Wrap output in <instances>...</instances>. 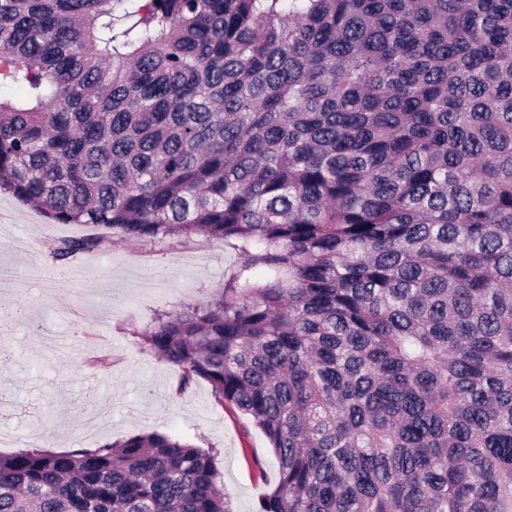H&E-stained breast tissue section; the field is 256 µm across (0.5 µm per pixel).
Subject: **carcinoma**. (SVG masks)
Listing matches in <instances>:
<instances>
[{
  "mask_svg": "<svg viewBox=\"0 0 512 512\" xmlns=\"http://www.w3.org/2000/svg\"><path fill=\"white\" fill-rule=\"evenodd\" d=\"M0 188L237 262L142 349L266 436L256 512H512V0H0ZM0 512H231L161 433L0 455Z\"/></svg>",
  "mask_w": 512,
  "mask_h": 512,
  "instance_id": "cac0c4a2",
  "label": "carcinoma"
}]
</instances>
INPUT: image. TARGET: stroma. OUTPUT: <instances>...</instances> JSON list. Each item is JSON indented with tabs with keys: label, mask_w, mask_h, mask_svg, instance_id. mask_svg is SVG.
<instances>
[{
	"label": "stroma",
	"mask_w": 512,
	"mask_h": 512,
	"mask_svg": "<svg viewBox=\"0 0 512 512\" xmlns=\"http://www.w3.org/2000/svg\"><path fill=\"white\" fill-rule=\"evenodd\" d=\"M97 231L47 223L0 189V306L18 314L0 333V455L183 437L214 457L232 512H254L276 480L265 435L216 404L206 381L177 394V371L142 351L139 336L157 313L205 305L235 254L197 235L175 250L119 244L67 268L49 257L50 239ZM101 356L109 367L94 365Z\"/></svg>",
	"instance_id": "35a3bbf8"
}]
</instances>
